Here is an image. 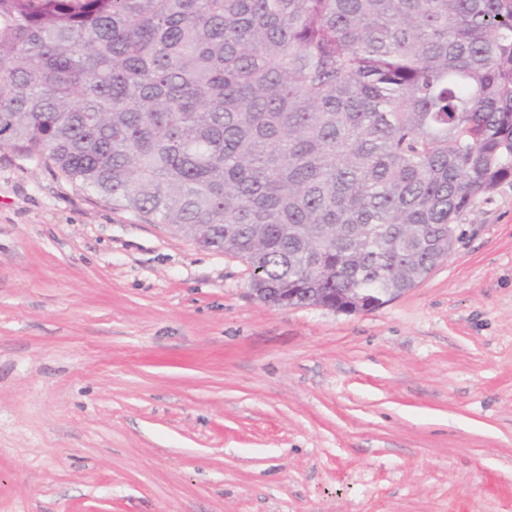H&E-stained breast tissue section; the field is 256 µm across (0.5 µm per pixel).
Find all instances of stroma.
<instances>
[{"instance_id":"35a3bbf8","label":"stroma","mask_w":512,"mask_h":512,"mask_svg":"<svg viewBox=\"0 0 512 512\" xmlns=\"http://www.w3.org/2000/svg\"><path fill=\"white\" fill-rule=\"evenodd\" d=\"M370 313L0 149V512H512V184Z\"/></svg>"}]
</instances>
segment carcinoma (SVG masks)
Segmentation results:
<instances>
[{"label": "carcinoma", "mask_w": 512, "mask_h": 512, "mask_svg": "<svg viewBox=\"0 0 512 512\" xmlns=\"http://www.w3.org/2000/svg\"><path fill=\"white\" fill-rule=\"evenodd\" d=\"M290 288L416 287L512 183V0H0V148Z\"/></svg>", "instance_id": "1"}]
</instances>
